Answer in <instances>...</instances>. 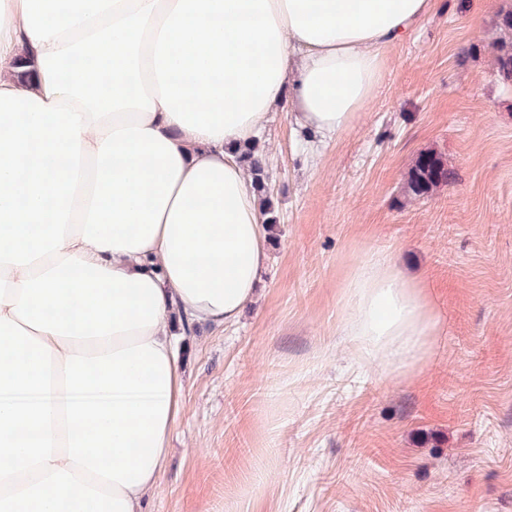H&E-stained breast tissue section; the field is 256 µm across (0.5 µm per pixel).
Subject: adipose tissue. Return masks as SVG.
Returning <instances> with one entry per match:
<instances>
[{
    "instance_id": "obj_1",
    "label": "adipose tissue",
    "mask_w": 512,
    "mask_h": 512,
    "mask_svg": "<svg viewBox=\"0 0 512 512\" xmlns=\"http://www.w3.org/2000/svg\"><path fill=\"white\" fill-rule=\"evenodd\" d=\"M281 37L282 77L256 116L234 134L214 141L184 129L163 107L144 114L143 125L172 142L182 171L153 241L143 249L98 250L75 234L64 253L111 271L148 276L162 295L156 326L137 334V344L164 353L170 400L157 457L145 481L121 488L130 512H144L160 484L169 431L183 404L184 379L175 349L174 324L222 328L234 324L258 293L268 265L269 232L242 155L272 113L287 111L293 130L331 140L348 130L377 85L383 52L400 41L432 9L433 0H269ZM53 42L33 43L22 0H0V90L35 94L47 105L40 54ZM349 334L357 357L381 359L408 373L423 363L439 333L424 282L407 278L392 259L378 254L357 263L346 284ZM56 367L90 346L94 355L121 350L122 340L83 342L37 332Z\"/></svg>"
}]
</instances>
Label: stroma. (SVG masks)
<instances>
[{
    "mask_svg": "<svg viewBox=\"0 0 512 512\" xmlns=\"http://www.w3.org/2000/svg\"><path fill=\"white\" fill-rule=\"evenodd\" d=\"M507 10L434 0L338 140L272 115L268 271L237 324L188 332L146 512H512V82L491 64ZM429 150L455 177L406 202ZM373 254L424 279L440 316L416 373L358 360L346 335L343 283Z\"/></svg>",
    "mask_w": 512,
    "mask_h": 512,
    "instance_id": "obj_1",
    "label": "stroma"
}]
</instances>
